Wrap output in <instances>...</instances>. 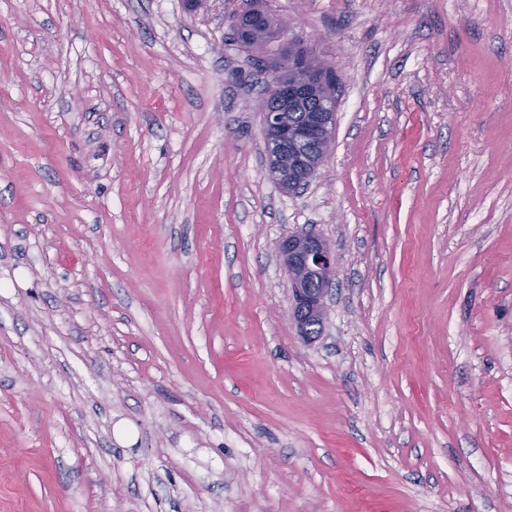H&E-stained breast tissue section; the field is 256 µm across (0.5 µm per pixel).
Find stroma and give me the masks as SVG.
Returning <instances> with one entry per match:
<instances>
[{
  "label": "stroma",
  "instance_id": "35a3bbf8",
  "mask_svg": "<svg viewBox=\"0 0 512 512\" xmlns=\"http://www.w3.org/2000/svg\"><path fill=\"white\" fill-rule=\"evenodd\" d=\"M298 50L335 143L288 193ZM0 512H512V0H0ZM274 22L272 16L264 13H256L253 11H248L243 14L238 15L233 19V23L236 28L242 31L244 37H248L254 33H259L264 31L267 27H269ZM244 37H240V40L248 44ZM322 69L336 72L334 66L317 65L308 53L301 52L290 57L285 70L274 69L270 73L262 112L265 145L269 174L285 190L299 187L316 175L319 166L305 171L298 167L304 159L303 146L316 143L323 159L332 141L336 101L327 90ZM294 96L317 99V111L301 126L288 118V112L291 119L298 122L312 112L313 105L301 100L289 106L286 112L283 105ZM289 140L295 146L296 161L288 158ZM292 302L289 314L307 341L319 338L326 319L325 299L332 283L335 258L328 243L311 232H297L278 245Z\"/></svg>",
  "mask_w": 512,
  "mask_h": 512
}]
</instances>
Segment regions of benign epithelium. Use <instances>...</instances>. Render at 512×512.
Segmentation results:
<instances>
[{
	"label": "benign epithelium",
	"mask_w": 512,
	"mask_h": 512,
	"mask_svg": "<svg viewBox=\"0 0 512 512\" xmlns=\"http://www.w3.org/2000/svg\"><path fill=\"white\" fill-rule=\"evenodd\" d=\"M274 22L266 13L248 11L233 19L236 28L248 37L264 31ZM294 96L317 99V111L299 126L288 118L284 103ZM336 101L327 90L322 66L305 52L290 57L288 66L274 69L263 101V127L269 160V174L283 189L299 187L316 175L317 168H299L308 143L324 152L329 147L336 122ZM292 302L289 314L301 336L318 338L326 319L325 299L332 283L335 258L328 243L311 232H297L282 238L278 245Z\"/></svg>",
	"instance_id": "benign-epithelium-1"
}]
</instances>
